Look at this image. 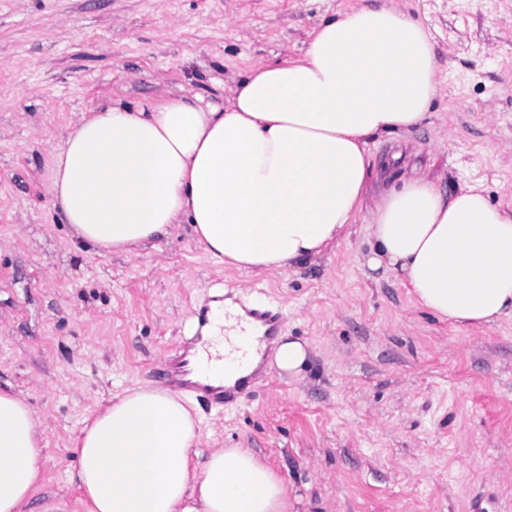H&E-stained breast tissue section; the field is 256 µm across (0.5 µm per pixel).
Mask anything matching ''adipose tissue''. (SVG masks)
I'll return each instance as SVG.
<instances>
[{
  "label": "adipose tissue",
  "mask_w": 512,
  "mask_h": 512,
  "mask_svg": "<svg viewBox=\"0 0 512 512\" xmlns=\"http://www.w3.org/2000/svg\"><path fill=\"white\" fill-rule=\"evenodd\" d=\"M429 31L395 0L356 4L321 22L303 56L259 63L223 105L163 96L130 111L83 113L50 154V190L75 238L132 254L187 224L219 262L264 272L323 254L363 210L372 142L417 127L437 96ZM373 271L394 274L442 320L512 317V210L477 186L448 193L423 174L376 203ZM199 367L231 386L266 350L293 373L301 342L262 338L232 300L214 303ZM190 398L158 385L98 405L76 438L75 479L88 512H288V489L249 448L199 454ZM45 432L23 393L0 387V512H29Z\"/></svg>",
  "instance_id": "obj_1"
}]
</instances>
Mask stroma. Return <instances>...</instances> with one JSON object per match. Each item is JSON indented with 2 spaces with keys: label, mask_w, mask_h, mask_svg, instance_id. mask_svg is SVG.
<instances>
[{
  "label": "stroma",
  "mask_w": 512,
  "mask_h": 512,
  "mask_svg": "<svg viewBox=\"0 0 512 512\" xmlns=\"http://www.w3.org/2000/svg\"><path fill=\"white\" fill-rule=\"evenodd\" d=\"M356 0H0V386L22 391L47 447L31 506L86 512L75 438L96 404L160 384L215 292L279 310L308 346L295 375L202 399L201 451L250 448L296 512H512V317L441 320L392 276L367 278L363 224L301 268L218 263L189 225L137 255L77 242L44 164L81 114L161 95L224 101L252 64L297 58ZM432 36L440 92L380 138L365 209L425 172L512 207V0H399Z\"/></svg>",
  "instance_id": "35a3bbf8"
}]
</instances>
